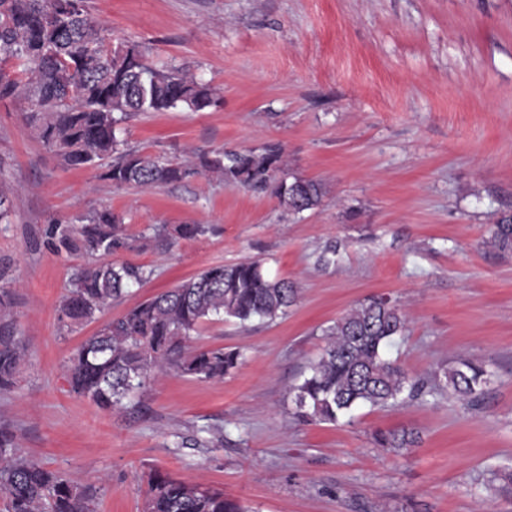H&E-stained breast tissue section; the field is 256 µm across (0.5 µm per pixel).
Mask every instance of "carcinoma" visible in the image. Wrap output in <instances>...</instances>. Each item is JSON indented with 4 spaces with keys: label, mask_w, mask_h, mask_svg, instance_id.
Instances as JSON below:
<instances>
[{
    "label": "carcinoma",
    "mask_w": 512,
    "mask_h": 512,
    "mask_svg": "<svg viewBox=\"0 0 512 512\" xmlns=\"http://www.w3.org/2000/svg\"><path fill=\"white\" fill-rule=\"evenodd\" d=\"M0 49L20 60L11 76L0 70V101L20 94L37 110L24 114L36 138L73 168H104L103 178L121 186L176 185L204 173L228 185L271 190L285 209L300 213L320 205L321 184L288 181L282 150L203 153L179 160L128 150L117 127L134 112H202L218 103L212 89L181 68L146 65L134 47L112 48L106 29L92 20L83 0H0ZM123 218L110 208L95 210L77 224L46 229L57 253L80 252L92 258L70 281L57 307L58 322L72 328L91 323L150 272L118 264L112 256L133 245ZM202 224L163 225L155 236L194 239ZM486 243L512 252V216L490 226ZM299 298L287 280L269 278L257 261L212 265L175 288L135 304L104 324L69 358L65 376L70 391L110 411L155 373L175 371L216 381L243 359L238 349L191 348L187 342L208 320L234 319L245 325L273 321ZM406 319L385 296L352 307L323 329L327 345L309 372L290 387L296 417L302 422L336 423L361 405L385 408L406 400L451 392L476 401L488 383L482 362L459 357L448 367L416 377L385 358V349L404 334ZM26 347L16 334L13 302L0 291V388L15 384ZM411 430L378 431L374 442L395 453L412 448ZM144 512H244L224 492L151 473ZM0 492L7 512H93L87 491L16 452L12 436L0 429Z\"/></svg>",
    "instance_id": "carcinoma-1"
}]
</instances>
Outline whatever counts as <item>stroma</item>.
Instances as JSON below:
<instances>
[{
  "label": "stroma",
  "mask_w": 512,
  "mask_h": 512,
  "mask_svg": "<svg viewBox=\"0 0 512 512\" xmlns=\"http://www.w3.org/2000/svg\"><path fill=\"white\" fill-rule=\"evenodd\" d=\"M113 45L176 66L220 100L202 112H140L125 148L182 157L278 145L289 176L322 184L299 214L271 192L211 174L152 188L112 186L65 166L0 104V285L27 356L0 391V427L20 455L87 488L94 512H143L158 471L238 500L247 512H512L491 478L512 467V253L486 243L512 214V0H85ZM108 206L151 269L96 322L67 331L56 308L82 254L46 245L48 224ZM206 224L173 245L152 226ZM334 253L325 264L321 255ZM260 262L300 297L272 322L203 323L196 347L241 349L219 381L152 377L99 410L69 390L64 366L102 323L215 264ZM389 296L407 328L385 355L425 376L463 356L491 373L474 403L442 394L351 419L303 423L289 391L322 353L321 334L355 304ZM220 426L224 442L199 438ZM411 429L396 454L379 430Z\"/></svg>",
  "instance_id": "obj_1"
}]
</instances>
